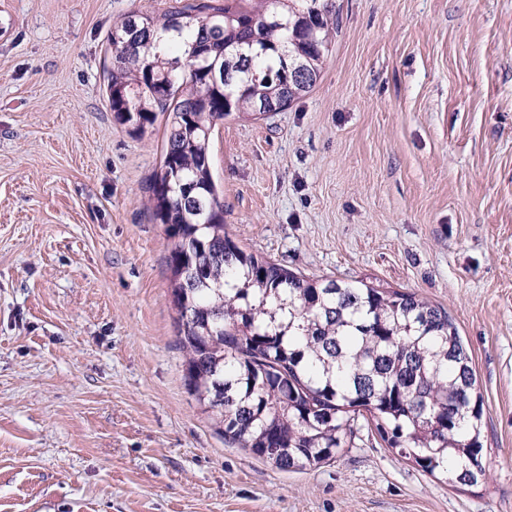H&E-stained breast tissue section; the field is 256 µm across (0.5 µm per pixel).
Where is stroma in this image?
<instances>
[{
    "mask_svg": "<svg viewBox=\"0 0 512 512\" xmlns=\"http://www.w3.org/2000/svg\"><path fill=\"white\" fill-rule=\"evenodd\" d=\"M185 3L0 0V512H512V0H339L314 88L210 149L241 246L448 311L485 397L475 487L365 430L282 471L197 406L148 202L164 123L106 96L113 24Z\"/></svg>",
    "mask_w": 512,
    "mask_h": 512,
    "instance_id": "35a3bbf8",
    "label": "stroma"
}]
</instances>
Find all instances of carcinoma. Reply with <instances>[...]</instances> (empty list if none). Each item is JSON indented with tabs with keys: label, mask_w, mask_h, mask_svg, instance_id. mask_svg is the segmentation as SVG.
Segmentation results:
<instances>
[{
	"label": "carcinoma",
	"mask_w": 512,
	"mask_h": 512,
	"mask_svg": "<svg viewBox=\"0 0 512 512\" xmlns=\"http://www.w3.org/2000/svg\"><path fill=\"white\" fill-rule=\"evenodd\" d=\"M337 0L189 3L112 28L107 97L139 133L166 117L150 184L185 379L228 443L280 470L331 461L354 422L422 472L476 486L484 400L448 312L410 292L310 278L242 247L224 224L211 135L236 113L281 112L314 87ZM309 80L288 89L297 67Z\"/></svg>",
	"instance_id": "1"
}]
</instances>
